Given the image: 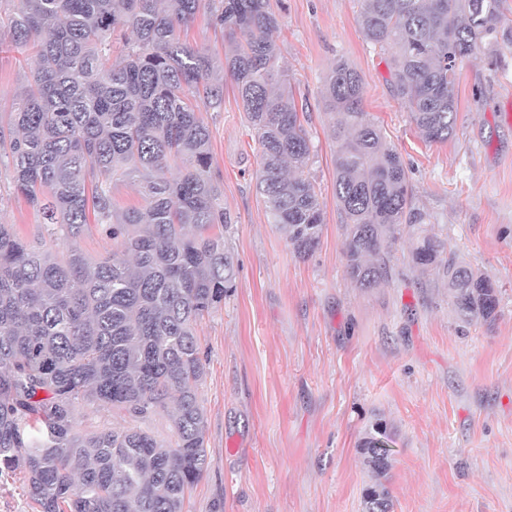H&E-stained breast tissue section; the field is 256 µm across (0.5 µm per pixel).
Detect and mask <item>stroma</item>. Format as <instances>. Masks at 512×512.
<instances>
[{
  "instance_id": "35a3bbf8",
  "label": "stroma",
  "mask_w": 512,
  "mask_h": 512,
  "mask_svg": "<svg viewBox=\"0 0 512 512\" xmlns=\"http://www.w3.org/2000/svg\"><path fill=\"white\" fill-rule=\"evenodd\" d=\"M274 9L280 63L307 104L324 225L302 259L269 224L255 134L225 83L223 110L204 118L219 201L234 219L225 240L238 275L196 326L207 357L198 390L207 460L184 512H364L369 476L358 442L379 417L396 430L393 512H512V44H501L499 64L480 55L464 67L454 133L429 143L394 96L386 57L361 33L358 0H276ZM339 58L361 76L363 106L400 153L412 206L425 216L394 248L393 279L367 290L344 273L336 143L322 98ZM33 65L0 31V112ZM6 185L1 174L0 222L35 243L57 238ZM432 233L494 283L493 324H462L441 272L412 265L415 237ZM77 425L171 437L164 411L139 420L86 405Z\"/></svg>"
}]
</instances>
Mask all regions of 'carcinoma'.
<instances>
[{
	"label": "carcinoma",
	"instance_id": "carcinoma-1",
	"mask_svg": "<svg viewBox=\"0 0 512 512\" xmlns=\"http://www.w3.org/2000/svg\"><path fill=\"white\" fill-rule=\"evenodd\" d=\"M365 40L389 56L393 89L429 142L448 140L458 82L477 55L512 43L500 0H359ZM224 33L218 65L180 39L198 16ZM31 49L36 68L7 117L0 167L14 192L57 224L66 253L26 242L0 223V478L20 473L38 512H183L206 463L197 392L205 360L195 334L224 303L237 269L222 229L211 132L202 112L224 103V76L258 142L256 184L269 223L306 257L323 210L307 174L310 139L292 78L279 66L270 0H0V27ZM334 116L335 192L346 223L345 273L357 288L388 280L392 248L413 223L407 169L362 105L359 74L340 59L326 74ZM175 178L168 177L172 168ZM141 185L146 206L118 210L113 190ZM94 222L119 248L81 251ZM425 236L413 264L443 267L465 323L495 320L492 281ZM135 418L171 408L172 440L142 429L85 434L81 404ZM394 443L378 419L360 439L370 483L365 512H390L385 481Z\"/></svg>",
	"mask_w": 512,
	"mask_h": 512
}]
</instances>
